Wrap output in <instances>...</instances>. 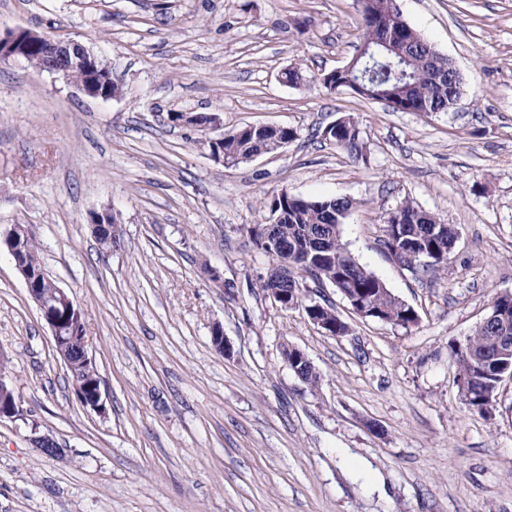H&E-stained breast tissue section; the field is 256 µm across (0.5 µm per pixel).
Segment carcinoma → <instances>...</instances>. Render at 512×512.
<instances>
[{
	"instance_id": "carcinoma-1",
	"label": "carcinoma",
	"mask_w": 512,
	"mask_h": 512,
	"mask_svg": "<svg viewBox=\"0 0 512 512\" xmlns=\"http://www.w3.org/2000/svg\"><path fill=\"white\" fill-rule=\"evenodd\" d=\"M367 45L363 59L376 66V77L367 85L364 99L381 94L396 98L399 109L446 112L448 105L461 95V76L452 61L437 52L402 16L392 12L390 0H369L362 13ZM390 31L404 46L405 56L397 57L377 47L375 39ZM296 137L294 130L278 131L266 127H245L224 134V162L239 164L253 155L287 138ZM329 141L354 159L365 155L366 143L357 122L348 117ZM353 203L345 198L297 199L283 192L268 203L269 219L276 221L279 245L270 252L275 269L263 280L261 288L269 291L277 284L275 271L288 262L291 269H302L319 280L352 296L361 295L374 314L369 319L391 320L407 327L416 322L415 310L395 297L374 273L369 271L346 249L342 242V226ZM401 222L386 229L384 245L395 254L401 242L432 255L431 262L409 267L415 274L428 275L448 268V257L458 239L450 224L435 225V217L410 201L396 207ZM25 262L41 269L34 232L25 241ZM87 335L69 337L68 353L72 362L71 380L95 383L97 373L82 361ZM455 357L456 372L465 382L461 401L467 409L484 415L493 407L500 384V364L512 361V297L495 301L493 318L479 325L471 335L449 343Z\"/></svg>"
}]
</instances>
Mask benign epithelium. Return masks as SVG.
<instances>
[{
	"label": "benign epithelium",
	"instance_id": "7a95c632",
	"mask_svg": "<svg viewBox=\"0 0 512 512\" xmlns=\"http://www.w3.org/2000/svg\"><path fill=\"white\" fill-rule=\"evenodd\" d=\"M40 51L43 59V68L58 75L66 81H74L77 88L91 97L109 99L117 95L118 89L112 83V72L82 45L72 41H62L38 33L17 29L0 38V59H28L34 51ZM77 70V79H72L70 68ZM366 76L365 70L355 72L352 66L333 70L322 76V84L329 90H336V86H344L351 91L361 87L360 81ZM183 122L200 128L216 137L209 140V144L224 143V124L220 116L215 113L183 116ZM28 236V228L21 224H14L5 232L0 233V249L4 248L12 256L16 269L23 277L28 294L36 304L42 319L50 328L54 347L65 366H70V360L65 349V338L81 335L80 326L66 327V322L57 316L58 305H67L68 313L81 321L82 311L60 287L53 295L41 292V284L45 275L31 269L23 260V248ZM272 297L286 307L296 306L301 301V287L294 285L293 291L285 293L273 291ZM77 397L81 404L101 414L104 404L101 399L100 387L89 392L81 385L76 386ZM26 420V412L22 407L19 395L9 375L0 373V421Z\"/></svg>",
	"mask_w": 512,
	"mask_h": 512
}]
</instances>
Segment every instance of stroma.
I'll list each match as a JSON object with an SVG mask.
<instances>
[{"label":"stroma","mask_w":512,"mask_h":512,"mask_svg":"<svg viewBox=\"0 0 512 512\" xmlns=\"http://www.w3.org/2000/svg\"><path fill=\"white\" fill-rule=\"evenodd\" d=\"M397 4L457 68L453 110L396 112L321 84L361 43L357 0H0V34L78 42L120 88L95 99L0 60V230L31 225L44 274L82 309L105 405L80 403L1 251L0 352L27 418L0 422V512H512V378L493 416L474 413L449 349L512 294V0ZM290 67L304 85L282 82ZM177 112L297 137L228 166ZM345 115L365 158L323 137ZM284 191L352 200L343 243L417 323L361 319L300 270L301 305L263 292L273 259L259 233ZM407 199L457 227L447 273L421 278L385 248L383 218ZM104 210L110 249L91 224ZM313 302L348 333L314 325ZM288 346L318 386L293 373ZM360 460L386 497L344 475Z\"/></svg>","instance_id":"35a3bbf8"}]
</instances>
